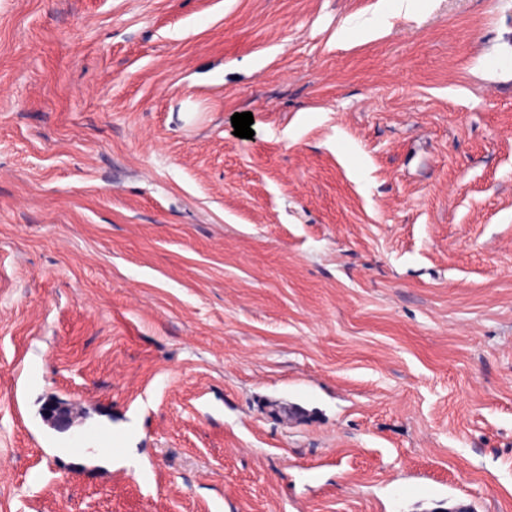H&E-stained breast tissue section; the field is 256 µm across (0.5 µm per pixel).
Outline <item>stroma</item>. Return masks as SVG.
<instances>
[{"label": "stroma", "mask_w": 512, "mask_h": 512, "mask_svg": "<svg viewBox=\"0 0 512 512\" xmlns=\"http://www.w3.org/2000/svg\"><path fill=\"white\" fill-rule=\"evenodd\" d=\"M0 512H512V0H0Z\"/></svg>", "instance_id": "stroma-1"}]
</instances>
